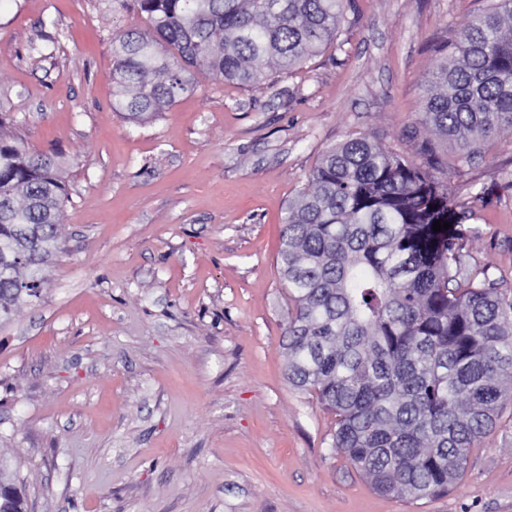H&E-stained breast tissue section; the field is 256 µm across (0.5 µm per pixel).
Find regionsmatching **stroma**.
Segmentation results:
<instances>
[{
    "label": "stroma",
    "instance_id": "stroma-1",
    "mask_svg": "<svg viewBox=\"0 0 512 512\" xmlns=\"http://www.w3.org/2000/svg\"><path fill=\"white\" fill-rule=\"evenodd\" d=\"M492 4L348 0L264 89L203 74L134 125L112 36L137 18L0 0V130L57 153L69 196L39 298L0 318V459L31 512H512V403L432 499L376 492L333 448V414L285 376L276 262L289 200L365 136L447 184L464 262L512 294V131L465 162L421 115L442 45Z\"/></svg>",
    "mask_w": 512,
    "mask_h": 512
}]
</instances>
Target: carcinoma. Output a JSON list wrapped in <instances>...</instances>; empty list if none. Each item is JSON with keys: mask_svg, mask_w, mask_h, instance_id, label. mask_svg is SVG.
<instances>
[{"mask_svg": "<svg viewBox=\"0 0 512 512\" xmlns=\"http://www.w3.org/2000/svg\"><path fill=\"white\" fill-rule=\"evenodd\" d=\"M140 25L112 37V109L167 111L197 75L260 89L336 37L347 0H101ZM422 115L469 160L512 129V0L453 43ZM68 199L51 153L0 135V314L40 296ZM451 227L433 232L434 221ZM463 213L430 172L365 136L328 150L288 203V383L336 417L332 447L380 493L448 492L512 401V299L463 266ZM7 478L0 469V479ZM9 479V478H7ZM0 512H28L13 478Z\"/></svg>", "mask_w": 512, "mask_h": 512, "instance_id": "obj_1", "label": "carcinoma"}]
</instances>
